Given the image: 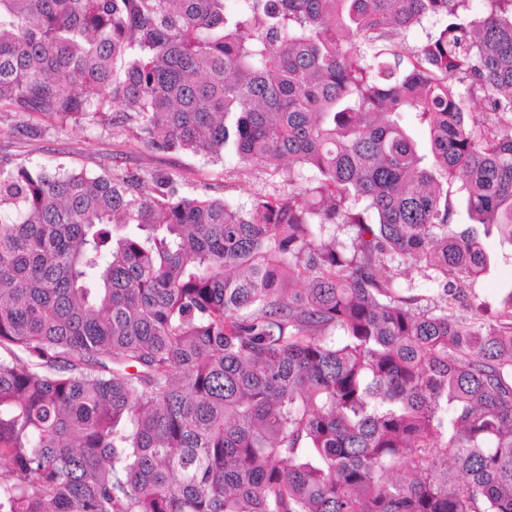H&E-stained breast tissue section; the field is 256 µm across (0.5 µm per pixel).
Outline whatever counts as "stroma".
<instances>
[{
    "label": "stroma",
    "mask_w": 512,
    "mask_h": 512,
    "mask_svg": "<svg viewBox=\"0 0 512 512\" xmlns=\"http://www.w3.org/2000/svg\"><path fill=\"white\" fill-rule=\"evenodd\" d=\"M134 122L116 111L107 123L34 121L15 113H0V159L50 172L107 168L118 173L174 176L183 195L224 197L249 201L255 194L287 191V184L264 165L244 166L190 154H165L138 145ZM487 245L497 260L480 277L476 291L490 307H497L504 288L512 286V248L500 246L496 238Z\"/></svg>",
    "instance_id": "1"
}]
</instances>
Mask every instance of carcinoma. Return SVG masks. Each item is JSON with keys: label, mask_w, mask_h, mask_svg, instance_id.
Masks as SVG:
<instances>
[{"label": "carcinoma", "mask_w": 512, "mask_h": 512, "mask_svg": "<svg viewBox=\"0 0 512 512\" xmlns=\"http://www.w3.org/2000/svg\"><path fill=\"white\" fill-rule=\"evenodd\" d=\"M482 2L0 0V112L120 105L289 186L0 161V512H512V289L489 319L471 288L512 246V0Z\"/></svg>", "instance_id": "carcinoma-1"}]
</instances>
